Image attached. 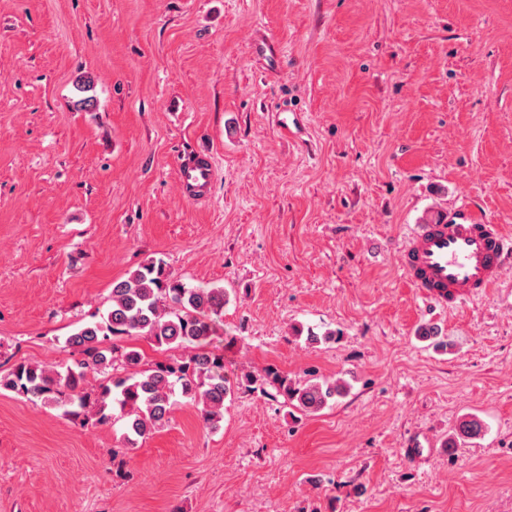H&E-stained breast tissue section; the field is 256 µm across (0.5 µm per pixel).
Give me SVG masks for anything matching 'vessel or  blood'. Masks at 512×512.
I'll list each match as a JSON object with an SVG mask.
<instances>
[{
	"instance_id": "vessel-or-blood-1",
	"label": "vessel or blood",
	"mask_w": 512,
	"mask_h": 512,
	"mask_svg": "<svg viewBox=\"0 0 512 512\" xmlns=\"http://www.w3.org/2000/svg\"><path fill=\"white\" fill-rule=\"evenodd\" d=\"M212 174L211 161L203 158L179 167L183 186L197 195L206 191ZM397 262L421 296L453 307L487 295L512 271V239L497 225L459 223L442 215L415 226Z\"/></svg>"
}]
</instances>
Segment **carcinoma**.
I'll use <instances>...</instances> for the list:
<instances>
[{
    "instance_id": "carcinoma-1",
    "label": "carcinoma",
    "mask_w": 512,
    "mask_h": 512,
    "mask_svg": "<svg viewBox=\"0 0 512 512\" xmlns=\"http://www.w3.org/2000/svg\"><path fill=\"white\" fill-rule=\"evenodd\" d=\"M228 301L225 288L188 285L172 278L163 260H150L112 282L111 306L102 320L85 323L66 337L65 346L78 351L79 361L52 372L19 362L0 374V388L48 405L66 402L73 406L68 414L97 424L109 423L117 407L125 420L123 439L130 448L169 419L177 394L201 405L203 424L214 430L220 428L225 400L236 386L258 387L263 392L270 386L291 405L311 414L343 394V386L329 380L314 378L296 384L271 370L263 378L248 374L231 385L224 377V359L204 349ZM132 336H146L159 348L191 346L195 352L179 363L142 368L138 351L118 345ZM418 336L433 341L437 348L447 346L436 324L421 326ZM120 368L125 375L88 386L89 375ZM483 433L479 418H463L447 444L448 451H457Z\"/></svg>"
}]
</instances>
